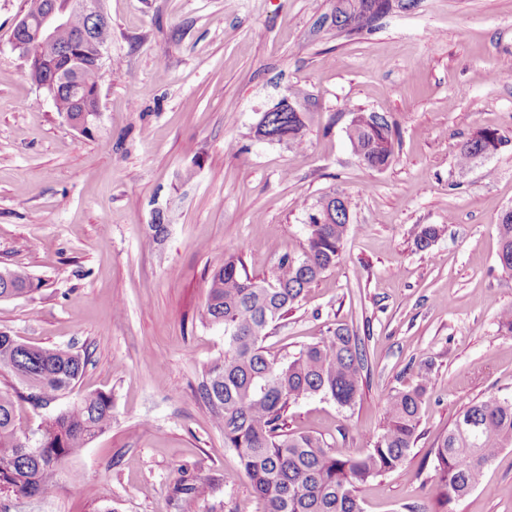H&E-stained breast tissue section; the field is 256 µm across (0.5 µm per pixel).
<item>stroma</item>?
I'll use <instances>...</instances> for the list:
<instances>
[{
    "mask_svg": "<svg viewBox=\"0 0 512 512\" xmlns=\"http://www.w3.org/2000/svg\"><path fill=\"white\" fill-rule=\"evenodd\" d=\"M112 40L101 114L72 127L26 78L11 46L26 0H0V269L39 285L0 300V331L73 346L87 362L72 396L17 402L21 433L71 397L112 396V426L63 461L44 499L0 512H264L202 399L224 330L200 313L225 255L249 274L301 251L308 207L352 197L342 257L266 350L283 357L353 326L366 352L362 395L290 410L292 429L361 453L392 390L424 383L419 437L405 463L361 492L364 512H430L433 449L460 410L512 398V308L498 222L512 208V0H393L374 30L336 27V0H106ZM289 100L305 141L256 140L261 115ZM395 123V157L354 154V112ZM481 128L505 144L468 165ZM168 228L151 239L156 213ZM442 229L425 250L416 225ZM197 488L195 496L182 485ZM453 512H512V447ZM496 143L503 145V138L493 129H480L469 138L460 151L458 162L460 165H466L471 159L476 158V154L481 149L492 145L496 149Z\"/></svg>",
    "mask_w": 512,
    "mask_h": 512,
    "instance_id": "1",
    "label": "stroma"
}]
</instances>
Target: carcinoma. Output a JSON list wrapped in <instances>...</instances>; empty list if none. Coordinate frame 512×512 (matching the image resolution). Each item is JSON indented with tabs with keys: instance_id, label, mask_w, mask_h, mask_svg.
Masks as SVG:
<instances>
[{
	"instance_id": "carcinoma-1",
	"label": "carcinoma",
	"mask_w": 512,
	"mask_h": 512,
	"mask_svg": "<svg viewBox=\"0 0 512 512\" xmlns=\"http://www.w3.org/2000/svg\"><path fill=\"white\" fill-rule=\"evenodd\" d=\"M56 9L68 15L57 29L56 68L80 72L82 88L68 84L47 87L49 70L27 63L28 80L54 98V108L74 118L95 109L100 63L77 42L82 31L96 24L72 0H28L27 13ZM270 130L276 141L294 147L303 144L305 124L299 112H271ZM355 154L371 169L382 170L394 158L393 123L375 112H359L356 127L347 130ZM503 145L493 129H480L460 151L458 162L467 164L478 151ZM354 202L342 195L339 206L324 217L325 198L306 212L307 236L299 253L282 254L271 274H246L245 261L230 254L210 280L201 320L224 328V358L207 368L202 398L224 432V447L236 451L241 470L265 512H364L360 492L372 480L394 471L407 459L418 438L425 386L390 393L385 424L372 447L360 454L333 448L322 437L294 432L288 412L314 396L330 399L342 408L361 397L364 350L353 327L337 323L322 341L302 346L282 359L270 356L263 343L271 327L285 319L325 272L336 266L351 229L346 214ZM498 265L512 273V215L499 220ZM441 228L419 224L415 243L426 250ZM38 288L26 272L0 270V300L28 294ZM86 360L71 348L28 344L0 332V372L10 374L30 397L50 402L73 389ZM112 425V397L99 392L86 396L45 418L39 437L20 436L14 414V395L0 390V495L41 498L54 493L60 463L76 456L96 435ZM29 444L40 449L23 451ZM512 447V399L494 395L465 407L434 448L435 476L446 508L469 495L479 484L485 467L503 448Z\"/></svg>"
}]
</instances>
